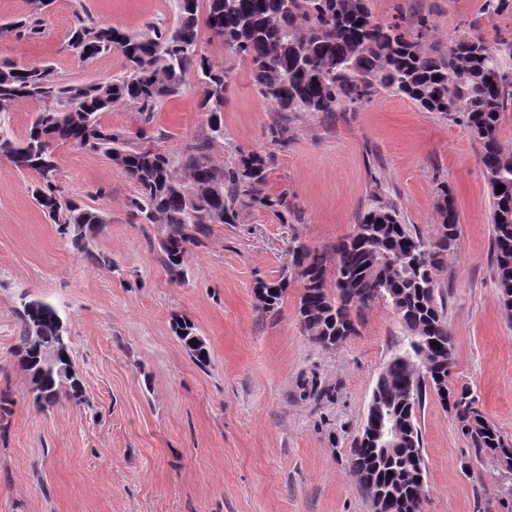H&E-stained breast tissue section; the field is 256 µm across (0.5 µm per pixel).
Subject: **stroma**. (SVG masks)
<instances>
[{
	"label": "stroma",
	"mask_w": 512,
	"mask_h": 512,
	"mask_svg": "<svg viewBox=\"0 0 512 512\" xmlns=\"http://www.w3.org/2000/svg\"><path fill=\"white\" fill-rule=\"evenodd\" d=\"M481 4L367 0L373 19L410 31L427 17L443 43L473 23L490 40L512 33V10L490 18ZM80 16L132 34L177 22L175 0H54L34 36L0 35V61L48 64L72 84L121 75L119 55L85 60L69 48ZM199 47L229 72L217 156L234 165L260 154L264 194H287L291 207H241L234 223L211 225L178 282L163 262L165 226L131 217L137 187L106 157L58 146L55 184L106 214L94 243L108 267L88 263L45 220L31 196L37 174L0 159V512H370L348 453L379 373L405 340L398 316L371 307L331 351L301 329L299 285L274 315L261 314L254 288L279 280L292 237L328 250L350 234L376 190L432 242L449 187L459 234L436 295L454 343L449 383L472 387L485 418L512 441V321L496 288L491 195L470 129L386 92L354 112L280 113L257 93L247 62L206 33ZM201 100L191 75L149 126L125 106L102 121L130 135L145 128L142 147L174 152L205 133ZM32 298L53 302L66 321L82 404L64 395L42 412L32 403L15 354L16 313ZM177 317L205 339L209 367L173 333ZM418 424L423 512H512V466L475 455L437 396L427 395Z\"/></svg>",
	"instance_id": "obj_1"
}]
</instances>
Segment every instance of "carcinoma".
Instances as JSON below:
<instances>
[{"instance_id": "cac0c4a2", "label": "carcinoma", "mask_w": 512, "mask_h": 512, "mask_svg": "<svg viewBox=\"0 0 512 512\" xmlns=\"http://www.w3.org/2000/svg\"><path fill=\"white\" fill-rule=\"evenodd\" d=\"M177 0L178 21L172 29L152 27L134 36L89 17L77 18L68 46L83 59L119 53L125 74L110 81L65 84L49 65L28 69L0 62V112L28 101H42L28 131L14 135L0 126V158L42 179L34 198L60 233L70 237L75 253L109 266L110 258L94 250L93 233L106 223L103 213L68 200L54 184L55 148L69 145L100 153L121 168L137 186L127 208L132 217L169 228L161 243L163 261L177 281L185 279L189 247L206 236L210 225L230 224L237 205L248 203L276 211L288 209L287 194H263L266 162L257 153L234 167L215 159L224 142V97L218 89L228 72L214 67L199 52L201 28L234 47L248 62L258 93L279 112L290 114L355 111L385 91L406 97L423 112L459 118L480 144V165L490 188L491 224L497 288L505 316L512 321V151L502 148L498 128L512 101V36L491 42L477 26L444 45L433 39L427 18L410 32L400 23L371 18L366 0ZM30 12L1 31L17 38L37 33L39 16L51 0H29ZM194 72L203 90L207 132L177 152L145 150L138 144L163 101L179 94L187 73ZM124 105L138 114L143 128L131 136L114 131L102 114ZM504 185L503 191L496 186ZM372 206L358 217L354 233L331 251L307 246L298 237L289 249L296 266L279 281H258L261 312L276 314L290 280L300 284L298 320L305 335L329 349L356 334L361 316L376 303L387 304L407 333L401 352L377 377L371 403L403 424L402 453L379 456L373 447L353 444L349 471L365 492H383L392 512H419L425 470L417 414L432 393L454 411L461 433L474 453L491 452L512 464V444L482 416L478 396L467 384L448 389V362L453 338L436 300L435 271L443 252L459 232L448 187L441 188L440 236L428 244L401 222L397 210L372 195ZM391 260L376 266L374 254ZM15 352L28 371L33 404L54 407L62 386L75 404L83 403L79 376L65 379L45 367L42 353L53 349L57 365L72 366L64 320L52 303L33 299L18 313ZM174 331L201 365L209 361L205 342L187 320ZM430 338L419 343V338Z\"/></svg>"}]
</instances>
